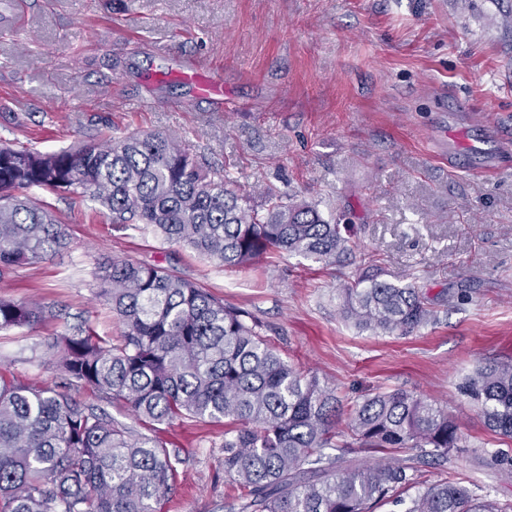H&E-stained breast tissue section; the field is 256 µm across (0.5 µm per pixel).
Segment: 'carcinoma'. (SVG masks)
<instances>
[{"mask_svg":"<svg viewBox=\"0 0 512 512\" xmlns=\"http://www.w3.org/2000/svg\"><path fill=\"white\" fill-rule=\"evenodd\" d=\"M34 188L81 195L114 224H142L229 267L273 253L331 265L350 251L346 226L317 202L269 190L254 205L228 175L154 133L51 154L1 145L0 276L68 247ZM342 294L362 330L407 334L436 320L411 285L365 276ZM98 295L121 324L116 342L89 326L54 339V387L0 375V512H164L179 454L77 400L84 388L148 423L224 424L226 512H375L414 487L405 512H512L443 473L424 479L425 468L469 447L446 407L403 388L345 403L289 364L249 313L164 268L114 260L101 268ZM45 319L40 303L0 298V331ZM460 389L490 431L512 440L511 358L478 365Z\"/></svg>","mask_w":512,"mask_h":512,"instance_id":"obj_1","label":"carcinoma"}]
</instances>
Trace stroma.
<instances>
[{"instance_id":"stroma-1","label":"stroma","mask_w":512,"mask_h":512,"mask_svg":"<svg viewBox=\"0 0 512 512\" xmlns=\"http://www.w3.org/2000/svg\"><path fill=\"white\" fill-rule=\"evenodd\" d=\"M24 3L21 31L0 28V142L52 153L174 134L253 203L269 187L314 200L354 236L335 265L275 255L232 270L150 230L115 228L79 195L34 190L69 246L0 278V297L52 311L0 332V371L55 385L48 341L84 322L107 340L120 333L97 294L101 266L165 267L248 312L341 399L401 387L446 405L470 445L444 469L512 502L499 439L459 390L480 363L512 356V150L501 149L512 143V0ZM184 57L219 67L237 109L153 81ZM462 99L487 121L459 111ZM452 131L483 142L492 174L449 169ZM367 273L419 288L436 324L408 335L355 327L342 290ZM160 436L181 458L169 512H225L223 425L176 420Z\"/></svg>"}]
</instances>
